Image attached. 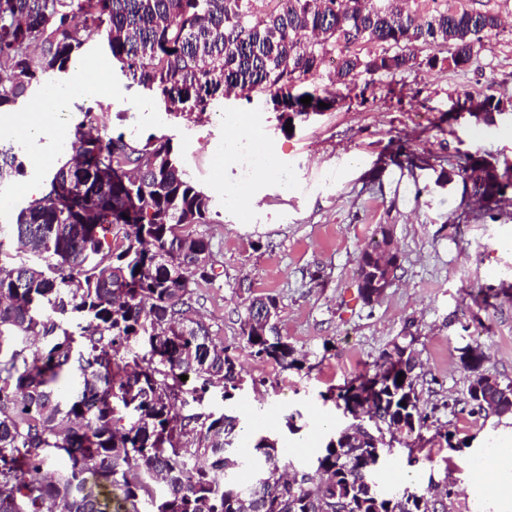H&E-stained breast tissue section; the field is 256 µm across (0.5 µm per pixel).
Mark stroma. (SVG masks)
<instances>
[{
	"instance_id": "1",
	"label": "stroma",
	"mask_w": 512,
	"mask_h": 512,
	"mask_svg": "<svg viewBox=\"0 0 512 512\" xmlns=\"http://www.w3.org/2000/svg\"><path fill=\"white\" fill-rule=\"evenodd\" d=\"M409 5L424 16L446 7L488 11L504 26L475 46L463 70L448 66L447 47L420 42L413 48L417 67L373 79L363 74L336 84L333 66L322 65L305 86L319 94L332 89L335 106L289 127L263 93L217 99L203 114L166 113L158 93L127 79L106 42L91 36L82 53L107 87L89 99L70 96L53 115L61 135L33 142L17 133L11 120L30 113L29 97L0 114V150H13L25 165L24 175L0 182V198L24 202L40 194L65 158L82 108H94L99 129L132 140L170 138L188 178L211 199V221L197 230L211 243L217 279L199 289L195 310L213 338L231 348L243 377L233 403L214 387L204 404L188 402L185 412H227L245 428L272 430L295 467L311 469L342 417L327 392L372 366L399 336L413 335L420 405L432 410V425L395 445L374 479L388 491L404 470L402 486L450 488L439 512H482L495 497V475L473 483L472 451L500 444L512 416H471L453 403L466 397L471 379L460 361L464 346L480 347L485 372L512 382V189L488 211L454 171L468 153L512 168V0ZM487 93L504 102L505 114L490 122L468 116L472 100ZM241 115L266 130L279 163L273 175L252 176L250 193L261 199L256 210L224 192L239 181L236 164L212 169L214 154L236 136L230 118ZM384 226L400 267L384 296L368 304L358 293V258ZM482 288L495 291L485 304L476 300ZM259 295L276 299L277 329L300 368L284 371L256 359L242 340L240 322ZM290 416L297 432L285 425ZM446 430L452 442H445Z\"/></svg>"
}]
</instances>
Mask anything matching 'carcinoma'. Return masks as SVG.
I'll return each instance as SVG.
<instances>
[{"instance_id":"obj_1","label":"carcinoma","mask_w":512,"mask_h":512,"mask_svg":"<svg viewBox=\"0 0 512 512\" xmlns=\"http://www.w3.org/2000/svg\"><path fill=\"white\" fill-rule=\"evenodd\" d=\"M250 2L0 0V108L73 73L93 33L169 112L188 104L203 114L219 96L261 92L288 120L321 102L334 106L335 98L296 87L340 46V22L348 43L398 44L391 55L341 56V83L414 68L417 42L450 47L463 68L503 25L497 14L464 9L422 18L405 0H274L255 20ZM476 105L489 121L501 100L488 94ZM93 112L83 109L69 159L41 196L0 225V512H438L429 491L383 494L373 480L397 435L428 428L409 343H394L374 372L339 389L337 408L356 402L369 412L336 429L312 473L296 469L278 440L240 432L233 415L182 413L185 396L201 402L221 385L231 400L243 381L193 307L196 291L217 278L212 264L192 266L196 254L212 255L193 230L210 223L211 199L187 178L170 138L93 135ZM22 173L16 155L0 153L1 181ZM459 174L479 197L512 188V175L481 155L468 156ZM5 238L16 254L3 251ZM175 256L188 265L182 274L167 264ZM262 311L266 324L241 331L242 340L253 356L298 368L272 324L275 299H253L245 318ZM460 359L474 380L486 377L479 347ZM69 372L79 384L63 396L56 383ZM464 405L470 414L510 413L512 383L480 400L469 388ZM59 456L67 464L56 469Z\"/></svg>"}]
</instances>
